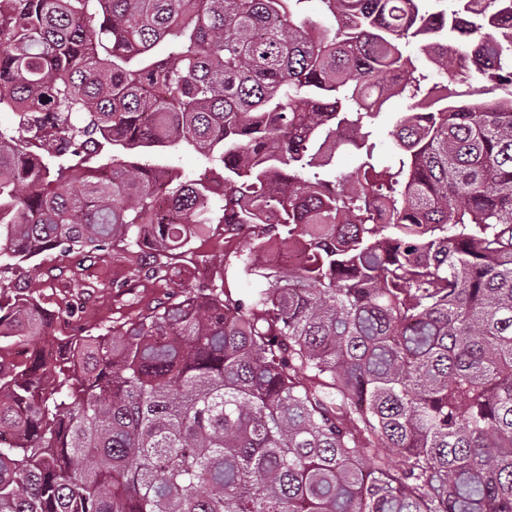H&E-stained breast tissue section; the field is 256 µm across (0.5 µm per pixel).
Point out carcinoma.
<instances>
[{
    "mask_svg": "<svg viewBox=\"0 0 512 512\" xmlns=\"http://www.w3.org/2000/svg\"><path fill=\"white\" fill-rule=\"evenodd\" d=\"M447 1L0 0V267L250 241L14 363L53 315L0 301V512H512V96L459 91L512 88V0ZM405 100L400 97H393L390 101L384 105V112L381 114V117L378 121V125L376 126V135L380 141H382V146L380 149L381 157L385 160H391L393 155V143L392 137L389 135L390 131H392L394 121L396 119V115L399 112H403L405 110Z\"/></svg>",
    "mask_w": 512,
    "mask_h": 512,
    "instance_id": "obj_1",
    "label": "carcinoma"
}]
</instances>
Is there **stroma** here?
<instances>
[{"label": "stroma", "instance_id": "1", "mask_svg": "<svg viewBox=\"0 0 512 512\" xmlns=\"http://www.w3.org/2000/svg\"><path fill=\"white\" fill-rule=\"evenodd\" d=\"M144 249L130 247L100 255L59 256L49 252L31 261L0 268L6 296L23 292L38 299L55 316L52 340L33 338L44 351L57 347L59 338L79 335L88 327L134 321L140 314L171 302L187 288L208 287L224 274V227L211 224L197 237L191 251L179 259L177 274L166 280L145 276ZM76 280L87 286L83 294L68 288Z\"/></svg>", "mask_w": 512, "mask_h": 512}]
</instances>
